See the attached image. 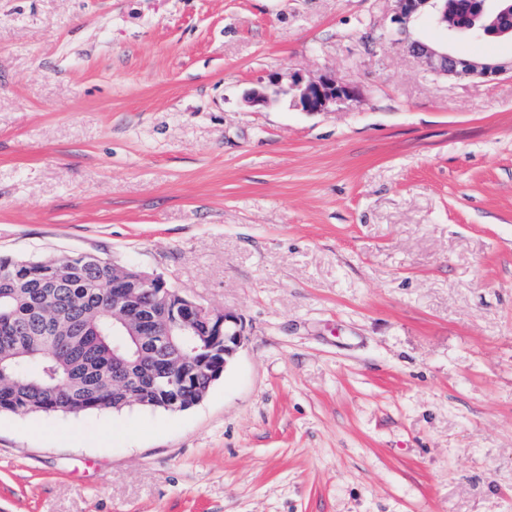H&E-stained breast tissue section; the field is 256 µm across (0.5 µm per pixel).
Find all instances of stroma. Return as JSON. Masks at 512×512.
<instances>
[{
    "mask_svg": "<svg viewBox=\"0 0 512 512\" xmlns=\"http://www.w3.org/2000/svg\"><path fill=\"white\" fill-rule=\"evenodd\" d=\"M396 0H0V254L238 315L193 408L0 416V512H512V77ZM350 97L248 106L269 74Z\"/></svg>",
    "mask_w": 512,
    "mask_h": 512,
    "instance_id": "35a3bbf8",
    "label": "stroma"
}]
</instances>
